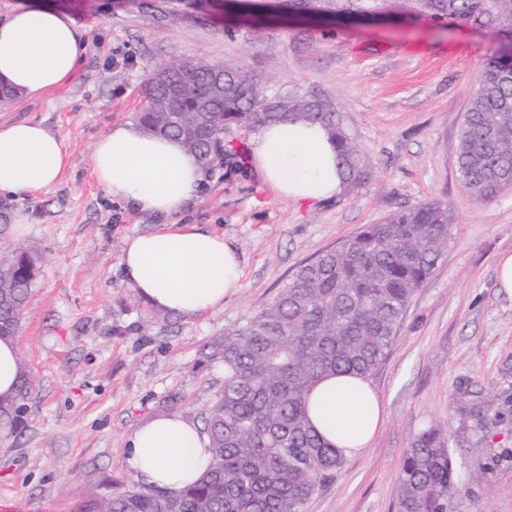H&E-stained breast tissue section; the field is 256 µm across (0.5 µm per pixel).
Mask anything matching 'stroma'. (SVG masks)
Masks as SVG:
<instances>
[{
    "mask_svg": "<svg viewBox=\"0 0 512 512\" xmlns=\"http://www.w3.org/2000/svg\"><path fill=\"white\" fill-rule=\"evenodd\" d=\"M22 7L66 14L88 48L69 83L0 103L1 124L41 122L71 153L48 192L7 199L26 224L0 236V257L35 245L43 262L16 338L33 386L14 427L0 426V498L75 512L104 480L130 481L131 432L172 411L203 423L223 387V364L200 362L209 338L261 311L301 264L365 225L442 200L448 250L368 379L383 422L305 512H396L405 450L431 422L448 430L462 483L455 512H512V294L495 279L498 256L512 252V191L477 202L456 166L489 37L444 20L247 23L219 0H0V21ZM177 60L240 65L267 90L327 100L373 164L358 193L312 206L278 197L254 171L209 170L176 221L223 234L243 278L223 307L191 320L160 316L124 280L126 237L160 219L109 199L92 171L95 143L136 121L149 71Z\"/></svg>",
    "mask_w": 512,
    "mask_h": 512,
    "instance_id": "stroma-1",
    "label": "stroma"
}]
</instances>
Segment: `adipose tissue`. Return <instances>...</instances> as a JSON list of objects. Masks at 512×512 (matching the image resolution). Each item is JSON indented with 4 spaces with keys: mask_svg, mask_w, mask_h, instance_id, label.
I'll list each match as a JSON object with an SVG mask.
<instances>
[{
    "mask_svg": "<svg viewBox=\"0 0 512 512\" xmlns=\"http://www.w3.org/2000/svg\"><path fill=\"white\" fill-rule=\"evenodd\" d=\"M86 49L67 15L52 8L17 10L0 24V79L27 97H42L74 78ZM70 158L65 141L42 123L1 124L0 194H43L69 168ZM249 159L264 182L294 203H321L341 191L336 147L320 126L288 120L265 126L252 138ZM92 164L111 199L166 219L125 240L121 267L140 296L185 319L223 307L242 278L236 250L221 234L171 221L205 181L197 159L179 141L148 135L128 122L95 143ZM309 415L318 433L350 456L368 447L383 409L365 380L343 376L315 387ZM209 460L207 434L172 412L132 432L124 464L137 481L176 492L195 482Z\"/></svg>",
    "mask_w": 512,
    "mask_h": 512,
    "instance_id": "ef3b65f1",
    "label": "adipose tissue"
}]
</instances>
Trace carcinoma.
<instances>
[{"label":"carcinoma","instance_id":"carcinoma-1","mask_svg":"<svg viewBox=\"0 0 512 512\" xmlns=\"http://www.w3.org/2000/svg\"><path fill=\"white\" fill-rule=\"evenodd\" d=\"M275 7L322 16H381L461 22L512 44V0H278ZM227 73L223 85L212 71ZM318 124L336 144L345 191L369 180L372 164L329 102L267 93L249 70L177 61L147 79L138 123L181 141L207 170L236 157L234 131L281 120ZM459 178L477 202L512 190V55L486 64L460 131ZM448 202L431 200L368 224L339 248L300 266L256 316L202 349L224 364V386L205 419L211 459L192 485L172 493L108 480L79 512H304L345 457L322 438L307 411L314 387L343 374L368 378L383 358L416 292L448 249ZM40 253L31 247L0 261V339L18 336ZM32 386L22 372L0 419L16 421ZM459 480L444 426L411 440L398 477L397 512H448Z\"/></svg>","mask_w":512,"mask_h":512}]
</instances>
